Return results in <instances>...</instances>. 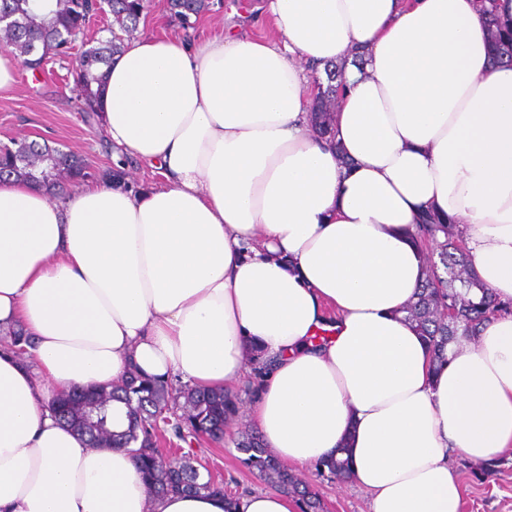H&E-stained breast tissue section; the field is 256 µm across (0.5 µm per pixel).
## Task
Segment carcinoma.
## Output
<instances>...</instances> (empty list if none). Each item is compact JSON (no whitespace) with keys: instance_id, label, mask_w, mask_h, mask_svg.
Returning a JSON list of instances; mask_svg holds the SVG:
<instances>
[{"instance_id":"obj_1","label":"carcinoma","mask_w":512,"mask_h":512,"mask_svg":"<svg viewBox=\"0 0 512 512\" xmlns=\"http://www.w3.org/2000/svg\"><path fill=\"white\" fill-rule=\"evenodd\" d=\"M166 9L187 26L190 19L211 10V0H165ZM148 0H109L112 20L105 38H88L86 29L91 12L88 0H0V48L21 59L28 72L43 71L49 61L67 63L82 111L91 119L98 113L100 88L112 57L119 53L126 40L135 35L140 16ZM483 23L491 38V60L495 64L512 65V17L505 18L497 10L496 0L482 10ZM341 69L327 70L328 84L318 89L311 105L313 129L318 136L333 139L331 115L336 108V74ZM21 178L35 186L63 189L68 184L89 180L87 163L79 156L36 141L19 140L0 147V179ZM414 245L427 249L430 242L438 252L426 253L425 283L418 299L403 308L405 318L423 336L433 352L436 364L448 362V346L460 340H473L489 318L509 313L512 307L496 300L493 293L472 277L468 258L458 244L456 224L449 217L425 213L412 237ZM11 340L15 354L27 353L32 338L17 330L4 333ZM267 365L252 364L247 393L256 398L262 391ZM69 393L58 394L51 408L60 422L87 437L92 448H128L135 446V462H155L150 488L159 496L171 493L222 494L211 472H201L197 456H170L159 447V433L170 428L174 436L186 441L205 434L213 444L224 442V430L238 410L239 397L233 391H204L189 384L156 381L135 371L121 385L109 391L85 393L83 405L66 410ZM179 400L183 413L168 409ZM120 400L128 407L129 425L122 432L112 431V401ZM243 454L241 462L257 472L275 490L294 497L300 512H324L321 500L310 487L289 469L282 466L263 448L260 439L244 432L236 440ZM346 447L336 449L323 461L320 472L338 480L349 478Z\"/></svg>"}]
</instances>
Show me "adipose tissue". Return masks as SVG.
<instances>
[{
    "label": "adipose tissue",
    "instance_id": "ef3b65f1",
    "mask_svg": "<svg viewBox=\"0 0 512 512\" xmlns=\"http://www.w3.org/2000/svg\"><path fill=\"white\" fill-rule=\"evenodd\" d=\"M480 0H266L269 37L127 40L100 119L164 185L0 181V512H298L258 491L154 494L130 449L92 448L47 407L129 371L237 386L276 459L347 446L370 512H460L450 453L512 447V314L433 355L403 308L432 210L512 302V66ZM365 62L355 66V49ZM344 68L334 141L312 132L303 63Z\"/></svg>",
    "mask_w": 512,
    "mask_h": 512
}]
</instances>
